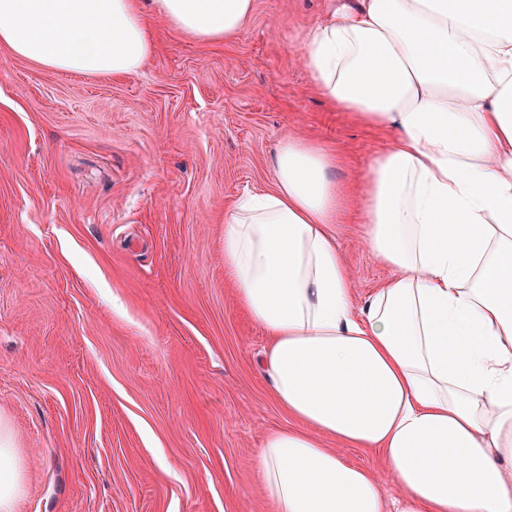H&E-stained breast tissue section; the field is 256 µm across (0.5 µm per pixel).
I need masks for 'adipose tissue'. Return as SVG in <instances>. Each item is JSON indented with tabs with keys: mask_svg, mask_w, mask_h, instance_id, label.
Here are the masks:
<instances>
[{
	"mask_svg": "<svg viewBox=\"0 0 512 512\" xmlns=\"http://www.w3.org/2000/svg\"><path fill=\"white\" fill-rule=\"evenodd\" d=\"M254 0H153L201 43ZM140 0H0V47L120 78L156 44ZM312 86L391 134L360 188L281 142L275 185L224 211V268L265 332L258 363L291 419L257 450L274 512H512V0H337L304 37ZM359 208L394 274L357 301L331 226ZM379 453L398 490L326 439ZM23 482L0 430V512Z\"/></svg>",
	"mask_w": 512,
	"mask_h": 512,
	"instance_id": "adipose-tissue-1",
	"label": "adipose tissue"
}]
</instances>
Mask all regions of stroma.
Segmentation results:
<instances>
[{"label": "stroma", "instance_id": "stroma-1", "mask_svg": "<svg viewBox=\"0 0 512 512\" xmlns=\"http://www.w3.org/2000/svg\"><path fill=\"white\" fill-rule=\"evenodd\" d=\"M329 0H254L234 40L154 21L121 78L0 49V424L14 512H272L255 450L289 419L265 338L224 273V208L272 190L280 142L337 154L353 181L389 132L313 89L303 36ZM332 232L358 300L392 275L358 211ZM23 482L19 472L15 448L5 428L0 426V511L13 512V506L22 492Z\"/></svg>", "mask_w": 512, "mask_h": 512}]
</instances>
